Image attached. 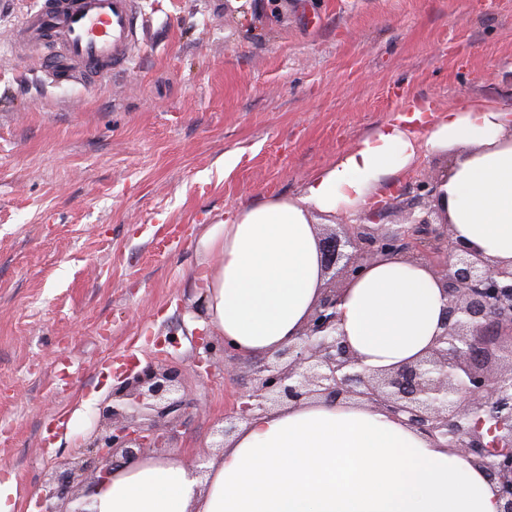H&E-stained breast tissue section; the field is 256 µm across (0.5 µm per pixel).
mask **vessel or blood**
Segmentation results:
<instances>
[{
    "label": "vessel or blood",
    "instance_id": "obj_1",
    "mask_svg": "<svg viewBox=\"0 0 512 512\" xmlns=\"http://www.w3.org/2000/svg\"><path fill=\"white\" fill-rule=\"evenodd\" d=\"M139 0H39L18 36L32 51L50 47L48 68L61 81L96 78L135 60Z\"/></svg>",
    "mask_w": 512,
    "mask_h": 512
}]
</instances>
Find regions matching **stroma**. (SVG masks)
<instances>
[{
  "label": "stroma",
  "instance_id": "35a3bbf8",
  "mask_svg": "<svg viewBox=\"0 0 512 512\" xmlns=\"http://www.w3.org/2000/svg\"><path fill=\"white\" fill-rule=\"evenodd\" d=\"M29 4L0 0V481L31 512L81 460L127 354L181 369L169 446L213 455L258 359L219 351L198 373L194 240L299 195L408 102L511 109L512 0H140L134 65L90 85L15 44ZM453 161L422 150L376 223L409 222Z\"/></svg>",
  "mask_w": 512,
  "mask_h": 512
}]
</instances>
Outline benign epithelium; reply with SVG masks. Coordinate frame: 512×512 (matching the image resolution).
I'll return each instance as SVG.
<instances>
[{
	"mask_svg": "<svg viewBox=\"0 0 512 512\" xmlns=\"http://www.w3.org/2000/svg\"><path fill=\"white\" fill-rule=\"evenodd\" d=\"M320 250L325 269L342 263L346 282L389 256L436 270L446 298L441 334L421 359L367 371L338 333L341 286L332 279L298 340L264 357L238 388L217 434L226 439L273 406L356 399L469 456L495 485L500 512H512V347L505 356L508 372L490 367L501 339L512 341V266L492 264L454 241L450 225L437 223L424 205L414 223L390 232L342 224L322 236ZM189 405L178 370L158 363L126 370L112 389V404L99 408L104 428L92 434L77 466L50 479L39 512H86L68 508L77 499L78 474L105 476L117 458L136 459L162 447Z\"/></svg>",
	"mask_w": 512,
	"mask_h": 512,
	"instance_id": "1",
	"label": "benign epithelium"
}]
</instances>
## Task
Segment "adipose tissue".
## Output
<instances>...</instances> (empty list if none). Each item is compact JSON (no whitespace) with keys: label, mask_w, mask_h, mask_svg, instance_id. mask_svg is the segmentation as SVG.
<instances>
[{"label":"adipose tissue","mask_w":512,"mask_h":512,"mask_svg":"<svg viewBox=\"0 0 512 512\" xmlns=\"http://www.w3.org/2000/svg\"><path fill=\"white\" fill-rule=\"evenodd\" d=\"M456 151L436 190L454 239L512 264V110L473 102L444 114L413 107L316 170L301 196L246 205L194 247L203 329L244 356L294 341L326 283L314 213L369 209L421 147ZM445 298L432 270L388 257L344 287L338 329L364 367L422 357ZM87 512H498L492 484L464 455L358 401L313 400L241 424L221 454L143 457L85 497Z\"/></svg>","instance_id":"ef3b65f1"}]
</instances>
